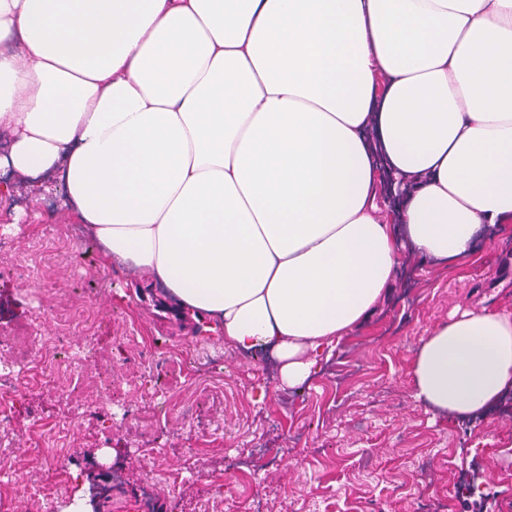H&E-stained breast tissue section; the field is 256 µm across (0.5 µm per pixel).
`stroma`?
<instances>
[{"label":"stroma","mask_w":512,"mask_h":512,"mask_svg":"<svg viewBox=\"0 0 512 512\" xmlns=\"http://www.w3.org/2000/svg\"><path fill=\"white\" fill-rule=\"evenodd\" d=\"M59 197L51 185L0 200V228H19L14 249L0 251V336L18 335L34 309L52 325L78 297L92 299L98 327L88 369L109 367L124 412L112 419L94 412L65 441L69 492L91 500V512H127L130 500L145 496L156 512H193L209 497L214 512H225L228 497L234 512L253 503L268 512H418L424 502L432 512H512V417L497 405L470 425L456 423L414 400L409 373L419 336L454 310L512 309V227L455 269L409 261L404 284L381 312L344 337L321 376L298 394L277 388L271 357L245 358L213 333L193 334L172 316L161 289L140 288L104 266L88 233L47 238L48 227L70 223ZM262 387L271 396L255 401ZM83 403L95 407V392L80 390L65 372L20 394L0 473L19 488L54 481L26 443L28 425ZM186 405L194 410L188 419ZM217 426L222 440L194 450V440ZM158 448L171 472L190 468L200 481L174 489L154 481ZM250 448L270 449V463L243 479L231 463ZM104 457L119 466L121 487L100 468ZM475 470L482 493L455 501L453 478Z\"/></svg>","instance_id":"stroma-1"}]
</instances>
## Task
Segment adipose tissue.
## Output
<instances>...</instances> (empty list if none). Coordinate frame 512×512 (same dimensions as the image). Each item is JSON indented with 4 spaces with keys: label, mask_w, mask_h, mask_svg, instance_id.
<instances>
[{
    "label": "adipose tissue",
    "mask_w": 512,
    "mask_h": 512,
    "mask_svg": "<svg viewBox=\"0 0 512 512\" xmlns=\"http://www.w3.org/2000/svg\"><path fill=\"white\" fill-rule=\"evenodd\" d=\"M0 170L235 353L310 386L387 301L512 224V0H0ZM415 400L512 390V310L417 340Z\"/></svg>",
    "instance_id": "1"
}]
</instances>
